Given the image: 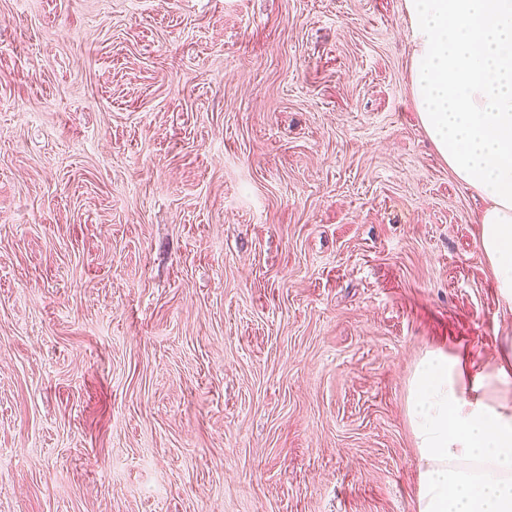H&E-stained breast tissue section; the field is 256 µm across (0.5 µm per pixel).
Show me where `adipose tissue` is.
I'll use <instances>...</instances> for the list:
<instances>
[{
    "mask_svg": "<svg viewBox=\"0 0 512 512\" xmlns=\"http://www.w3.org/2000/svg\"><path fill=\"white\" fill-rule=\"evenodd\" d=\"M420 123L485 199L478 245L512 305V0H403ZM406 412L416 512H512V337L491 360L428 352Z\"/></svg>",
    "mask_w": 512,
    "mask_h": 512,
    "instance_id": "adipose-tissue-1",
    "label": "adipose tissue"
}]
</instances>
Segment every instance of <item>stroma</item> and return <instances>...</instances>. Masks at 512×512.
<instances>
[{"mask_svg": "<svg viewBox=\"0 0 512 512\" xmlns=\"http://www.w3.org/2000/svg\"><path fill=\"white\" fill-rule=\"evenodd\" d=\"M403 0H0V512H415L406 388L512 336Z\"/></svg>", "mask_w": 512, "mask_h": 512, "instance_id": "obj_1", "label": "stroma"}]
</instances>
